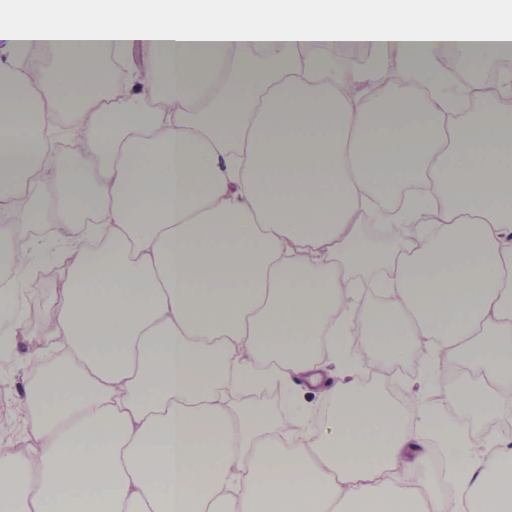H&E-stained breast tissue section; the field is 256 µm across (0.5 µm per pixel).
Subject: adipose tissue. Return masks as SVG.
Returning <instances> with one entry per match:
<instances>
[{
	"label": "adipose tissue",
	"instance_id": "adipose-tissue-1",
	"mask_svg": "<svg viewBox=\"0 0 512 512\" xmlns=\"http://www.w3.org/2000/svg\"><path fill=\"white\" fill-rule=\"evenodd\" d=\"M0 40L18 50L0 89V254L11 285L52 223L65 274L40 338L0 300L7 353L59 368L14 402L0 448V512H512V448L471 418L512 405V11L503 0H16ZM399 60L431 101L377 112L339 95L335 46ZM163 58L103 94L102 52ZM499 74L461 112L437 60ZM416 241L369 249L377 202ZM383 268L377 312L351 266ZM377 363L457 361L467 418L405 410L360 368L325 390L321 428L228 395L276 361L282 385L323 388L353 338ZM456 461L457 494L431 484Z\"/></svg>",
	"mask_w": 512,
	"mask_h": 512
}]
</instances>
